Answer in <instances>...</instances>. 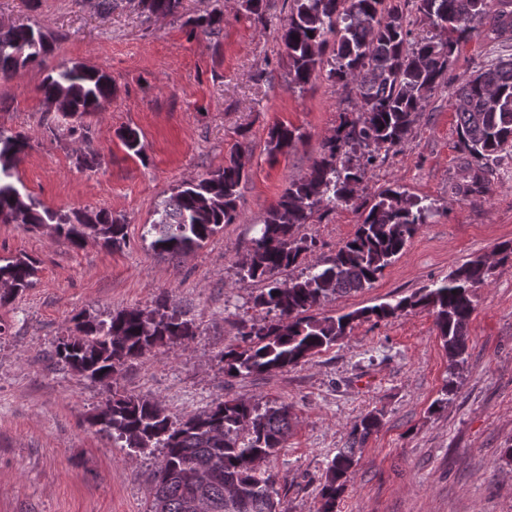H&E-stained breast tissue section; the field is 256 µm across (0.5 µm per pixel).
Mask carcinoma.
<instances>
[{"label":"carcinoma","mask_w":512,"mask_h":512,"mask_svg":"<svg viewBox=\"0 0 512 512\" xmlns=\"http://www.w3.org/2000/svg\"><path fill=\"white\" fill-rule=\"evenodd\" d=\"M289 16L280 40L289 61L290 82L305 87L325 74L329 81L358 93L351 112L343 113L336 133L321 144L319 158L307 173L293 178L268 212L260 235L252 239L239 264L244 278L265 283L253 299L262 318L241 320L242 345L224 352V373L250 377L295 367L329 349L361 321L376 323L403 312L426 308L448 356L450 378L443 395L454 388L453 375L467 359L469 323L475 288L488 279L490 267L481 258L470 260L445 278L424 286L394 303H381L339 316L312 314L321 300L372 287L405 250L432 206L399 185L380 188L356 203L357 186L382 161V153L402 145L416 116L446 81L450 58L459 40L487 26L496 40L512 35V12L499 0H289ZM147 18L176 16L182 0H142ZM448 38L415 36L409 8ZM313 36H308V33ZM53 51L48 34L36 25L0 26V75L39 65ZM54 117L52 135L69 134L84 119L105 110L114 96L112 78L83 64L61 63L40 88ZM457 135L470 158L471 183L458 188L468 194L489 190L484 171L489 162L512 150V57L475 70L456 88ZM125 148L143 154L139 132L121 133ZM302 134L285 125L268 131L272 153H287ZM30 149L21 131L0 128V224H24L33 231L50 227L56 237L81 246L92 239L107 249L126 241L125 219L112 211L83 209L58 213L30 194L21 193L15 169ZM247 178L235 153L224 166L184 184L155 208L151 246L172 257L202 247L226 224L240 217V186ZM354 205L360 224L353 237L319 266L276 278L296 268L315 245L299 234L314 214L338 205ZM38 267L28 255L0 258V291L8 301L34 285ZM195 335L193 324L166 299L148 310L125 309L110 320L79 321L53 351L56 362L112 387V379L129 359L153 349L185 343ZM292 411L288 404L263 406L242 399L214 403L209 409L176 424L161 403L147 396L113 391L94 416L100 430L143 451L158 448L161 459L153 473L149 512H185L190 477L209 475L204 493L212 512H282L279 474L262 469L277 455L288 436ZM381 425L369 412L355 421L345 446L328 463L320 483L318 512L337 506L357 465L358 451Z\"/></svg>","instance_id":"obj_1"}]
</instances>
